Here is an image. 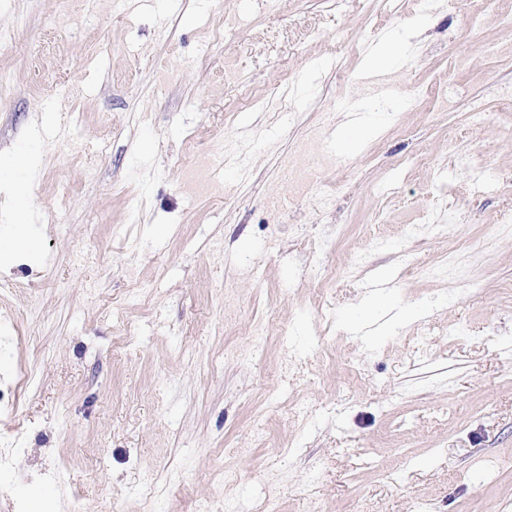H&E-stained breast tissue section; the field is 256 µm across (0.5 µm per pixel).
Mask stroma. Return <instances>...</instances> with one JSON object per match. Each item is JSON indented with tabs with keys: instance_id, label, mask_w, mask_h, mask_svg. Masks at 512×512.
I'll use <instances>...</instances> for the list:
<instances>
[{
	"instance_id": "stroma-1",
	"label": "stroma",
	"mask_w": 512,
	"mask_h": 512,
	"mask_svg": "<svg viewBox=\"0 0 512 512\" xmlns=\"http://www.w3.org/2000/svg\"><path fill=\"white\" fill-rule=\"evenodd\" d=\"M510 11L0 0V512H512Z\"/></svg>"
}]
</instances>
